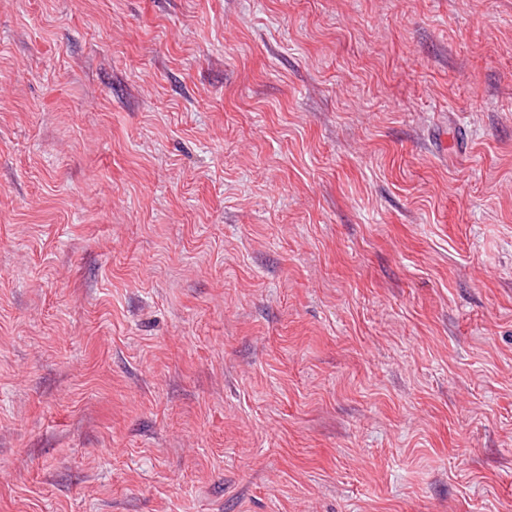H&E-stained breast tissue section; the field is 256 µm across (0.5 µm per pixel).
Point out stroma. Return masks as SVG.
I'll return each instance as SVG.
<instances>
[{
	"instance_id": "1",
	"label": "stroma",
	"mask_w": 512,
	"mask_h": 512,
	"mask_svg": "<svg viewBox=\"0 0 512 512\" xmlns=\"http://www.w3.org/2000/svg\"><path fill=\"white\" fill-rule=\"evenodd\" d=\"M0 512H512V0H0Z\"/></svg>"
}]
</instances>
